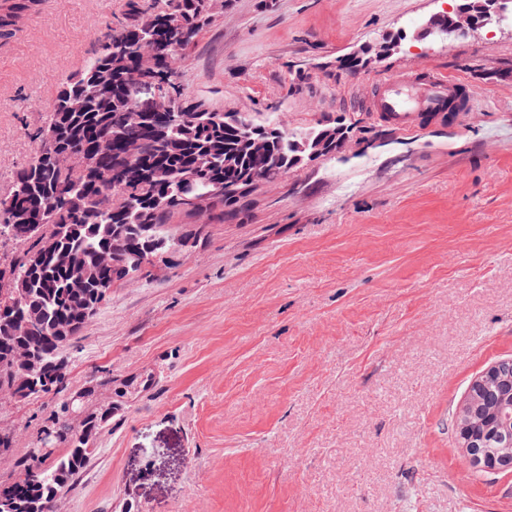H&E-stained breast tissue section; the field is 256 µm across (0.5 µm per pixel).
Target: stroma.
I'll use <instances>...</instances> for the list:
<instances>
[{
    "label": "stroma",
    "instance_id": "35a3bbf8",
    "mask_svg": "<svg viewBox=\"0 0 512 512\" xmlns=\"http://www.w3.org/2000/svg\"><path fill=\"white\" fill-rule=\"evenodd\" d=\"M455 0H233L180 62L206 107L288 129L357 119L345 157L264 183L152 275L114 286L62 395L0 402V483L62 400L102 418L54 512H512L451 423L512 358V21L336 59ZM127 0H41L0 42V195L84 38ZM440 71L469 110L373 118L386 77Z\"/></svg>",
    "mask_w": 512,
    "mask_h": 512
}]
</instances>
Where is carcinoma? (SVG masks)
Here are the masks:
<instances>
[{
    "instance_id": "obj_1",
    "label": "carcinoma",
    "mask_w": 512,
    "mask_h": 512,
    "mask_svg": "<svg viewBox=\"0 0 512 512\" xmlns=\"http://www.w3.org/2000/svg\"><path fill=\"white\" fill-rule=\"evenodd\" d=\"M0 7V40L18 31L15 18L36 11L40 0H4ZM224 0H128L127 18L110 22L90 36L92 48L82 67L59 83L44 124L33 132L39 151L13 174L9 193L0 197V245L12 249L0 257V400L29 387L34 370L20 355L42 364L59 360L100 310L99 288L150 276L154 259L172 255L206 225L192 224L175 236L171 219L199 216L183 198H203L205 218L224 221V207L250 196L259 182L251 172L275 168L284 172L303 165L313 154L336 153L338 123L320 121L299 131L270 121L282 135H267L252 124L191 101L176 66L214 17ZM153 38L154 70L169 74L159 87L172 98L175 117L149 111L133 101L125 84L141 71L138 43ZM120 42L128 60L116 69L109 46ZM142 147L136 159L126 145ZM28 324L25 333L13 323ZM496 375L482 385L470 382L467 407L472 455L487 456L495 472L512 471V359L494 364ZM72 407L60 404L49 418L55 443L68 451L53 461L26 457L21 476L0 486V497L27 491L24 507L53 512L58 492L88 465L89 446L98 417L82 419L78 439L60 433L74 428Z\"/></svg>"
}]
</instances>
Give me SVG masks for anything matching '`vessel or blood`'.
<instances>
[{
    "instance_id": "1",
    "label": "vessel or blood",
    "mask_w": 512,
    "mask_h": 512,
    "mask_svg": "<svg viewBox=\"0 0 512 512\" xmlns=\"http://www.w3.org/2000/svg\"><path fill=\"white\" fill-rule=\"evenodd\" d=\"M454 85V80L438 72L430 75L424 82L416 79L392 80L382 85L372 112L376 115L396 116L402 124L411 122L413 113L417 110L440 113L443 112Z\"/></svg>"
}]
</instances>
